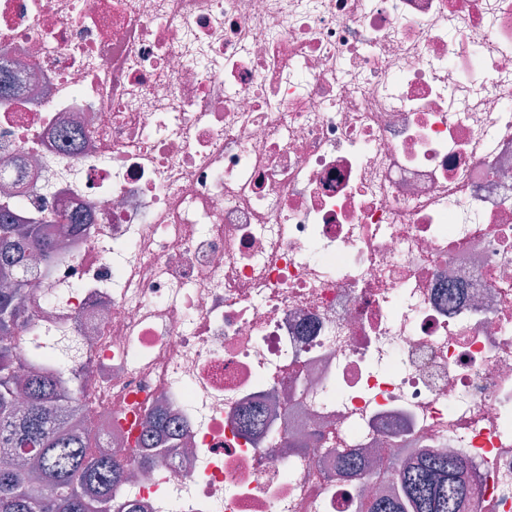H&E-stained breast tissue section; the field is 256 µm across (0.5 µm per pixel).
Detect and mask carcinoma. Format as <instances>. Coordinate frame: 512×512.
I'll return each mask as SVG.
<instances>
[{
  "label": "carcinoma",
  "instance_id": "cac0c4a2",
  "mask_svg": "<svg viewBox=\"0 0 512 512\" xmlns=\"http://www.w3.org/2000/svg\"><path fill=\"white\" fill-rule=\"evenodd\" d=\"M66 219L53 213L42 224H17L0 208V448L16 458L0 463V512H103L124 481V467L100 453L72 424L88 411V373L63 376L51 365L19 379L15 324L31 302L30 289L16 282L29 254L50 255L55 242L47 225ZM465 462L449 455L425 456L397 471L399 492L359 499L357 512H462L471 488Z\"/></svg>",
  "mask_w": 512,
  "mask_h": 512
}]
</instances>
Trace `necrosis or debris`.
Returning <instances> with one entry per match:
<instances>
[{
	"label": "necrosis or debris",
	"mask_w": 512,
	"mask_h": 512,
	"mask_svg": "<svg viewBox=\"0 0 512 512\" xmlns=\"http://www.w3.org/2000/svg\"><path fill=\"white\" fill-rule=\"evenodd\" d=\"M1 60L17 222L95 227L17 352L96 378L112 512H356L445 453L512 512V0H0Z\"/></svg>",
	"instance_id": "obj_1"
}]
</instances>
